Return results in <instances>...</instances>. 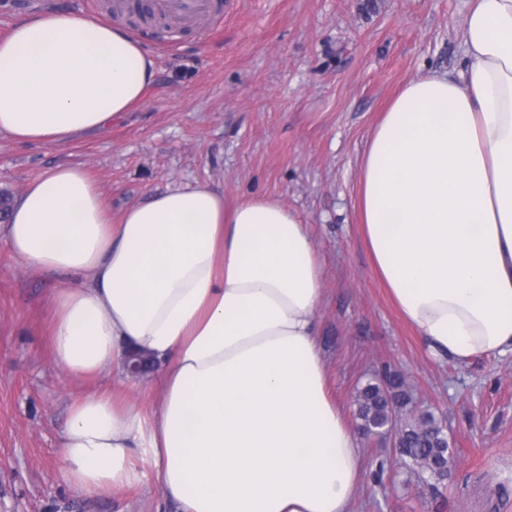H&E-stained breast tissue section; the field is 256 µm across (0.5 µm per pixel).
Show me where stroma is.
<instances>
[{
	"instance_id": "obj_1",
	"label": "stroma",
	"mask_w": 512,
	"mask_h": 512,
	"mask_svg": "<svg viewBox=\"0 0 512 512\" xmlns=\"http://www.w3.org/2000/svg\"><path fill=\"white\" fill-rule=\"evenodd\" d=\"M125 28L153 57L143 101L69 145L0 135V191L20 197L58 164L84 167L113 220L173 185L234 202L266 194L296 210L325 260L317 310L329 389L347 411L390 365L418 407L441 414L454 448L440 498L403 487L385 438L361 441L350 512H512V356L434 361L371 266L354 210L369 135L402 85L445 72L462 53L466 0H223V18L169 41L163 22L109 14L107 0H44ZM67 278L31 273L0 239V512H174L153 484L89 500L63 478L59 438L72 401L119 384L137 405L161 389L105 369L66 375L48 347L50 305Z\"/></svg>"
}]
</instances>
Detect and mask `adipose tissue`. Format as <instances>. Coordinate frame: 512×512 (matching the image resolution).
I'll return each instance as SVG.
<instances>
[{"mask_svg": "<svg viewBox=\"0 0 512 512\" xmlns=\"http://www.w3.org/2000/svg\"><path fill=\"white\" fill-rule=\"evenodd\" d=\"M155 76L125 29L48 10L0 40V133L63 146L122 118ZM355 209L375 274L433 359L512 353V0H468L458 69L408 81L375 125ZM35 273L68 276L49 342L69 376L160 370L147 407L73 401L65 480L152 483L177 512H350L363 469L330 397L315 311L324 260L269 196L172 186L112 223L86 171L33 181L0 225Z\"/></svg>", "mask_w": 512, "mask_h": 512, "instance_id": "1", "label": "adipose tissue"}]
</instances>
